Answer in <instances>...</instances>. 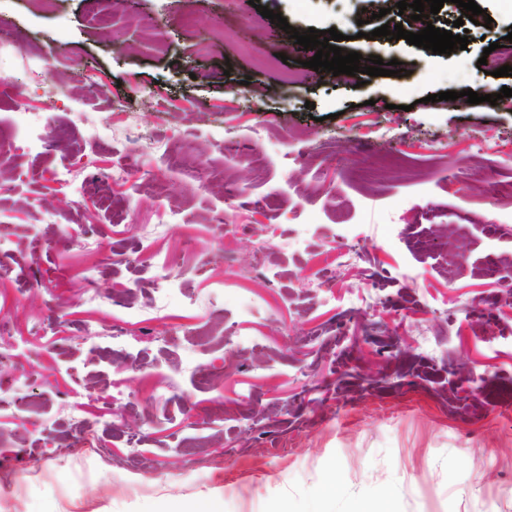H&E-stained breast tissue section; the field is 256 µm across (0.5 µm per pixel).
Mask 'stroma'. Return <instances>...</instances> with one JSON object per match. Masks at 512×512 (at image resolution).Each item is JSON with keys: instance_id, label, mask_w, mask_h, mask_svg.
I'll return each instance as SVG.
<instances>
[{"instance_id": "obj_1", "label": "stroma", "mask_w": 512, "mask_h": 512, "mask_svg": "<svg viewBox=\"0 0 512 512\" xmlns=\"http://www.w3.org/2000/svg\"><path fill=\"white\" fill-rule=\"evenodd\" d=\"M476 2L436 55L373 37L395 0H0V512H512V0ZM263 6L402 71L313 74ZM164 508L155 512H223L224 505L220 500H205L199 507L189 503H182L175 498H169L163 502Z\"/></svg>"}]
</instances>
